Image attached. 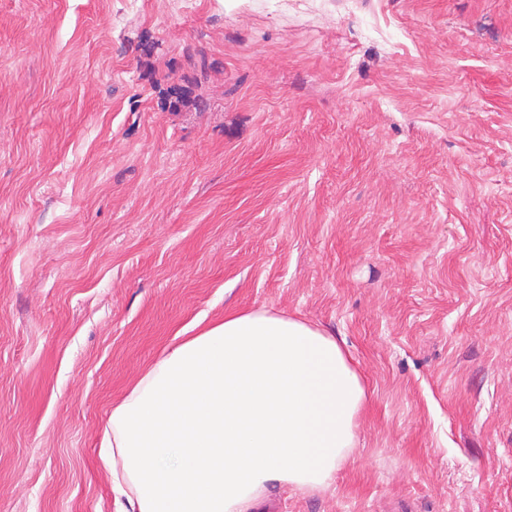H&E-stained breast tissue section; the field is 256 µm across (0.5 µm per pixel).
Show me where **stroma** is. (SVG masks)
<instances>
[{"mask_svg": "<svg viewBox=\"0 0 512 512\" xmlns=\"http://www.w3.org/2000/svg\"><path fill=\"white\" fill-rule=\"evenodd\" d=\"M263 306L367 393L267 512H512V0H0V512H116L113 407Z\"/></svg>", "mask_w": 512, "mask_h": 512, "instance_id": "stroma-1", "label": "stroma"}]
</instances>
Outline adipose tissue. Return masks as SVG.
Returning a JSON list of instances; mask_svg holds the SVG:
<instances>
[{
	"instance_id": "ef3b65f1",
	"label": "adipose tissue",
	"mask_w": 512,
	"mask_h": 512,
	"mask_svg": "<svg viewBox=\"0 0 512 512\" xmlns=\"http://www.w3.org/2000/svg\"><path fill=\"white\" fill-rule=\"evenodd\" d=\"M365 387L335 336L261 307L167 348L112 409L99 461L119 512H255L328 490Z\"/></svg>"
}]
</instances>
